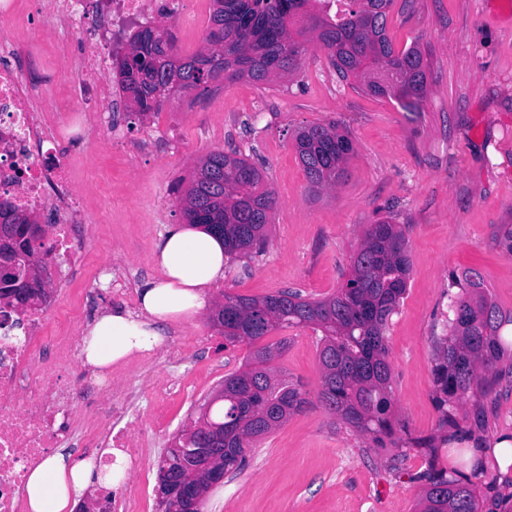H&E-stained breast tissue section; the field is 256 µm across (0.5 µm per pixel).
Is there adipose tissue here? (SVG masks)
<instances>
[{"mask_svg": "<svg viewBox=\"0 0 512 512\" xmlns=\"http://www.w3.org/2000/svg\"><path fill=\"white\" fill-rule=\"evenodd\" d=\"M229 260L223 239L205 227L171 226L153 252L161 275L137 288V310H107L81 328L82 365L103 378L113 366L161 347L169 328L210 307L211 290L223 282ZM126 477L124 458L99 465L91 459H73L67 448L54 449L27 477L26 512H66L89 486L116 489Z\"/></svg>", "mask_w": 512, "mask_h": 512, "instance_id": "1", "label": "adipose tissue"}]
</instances>
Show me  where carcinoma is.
<instances>
[{
	"instance_id": "1",
	"label": "carcinoma",
	"mask_w": 512,
	"mask_h": 512,
	"mask_svg": "<svg viewBox=\"0 0 512 512\" xmlns=\"http://www.w3.org/2000/svg\"><path fill=\"white\" fill-rule=\"evenodd\" d=\"M209 32L196 53L182 56L162 30L134 33L130 50L118 62L120 87L133 97L137 114L157 112L176 90L208 88L224 75L264 84L286 78L301 67L309 46L327 53L341 75L361 82L373 97L394 98L408 112L420 109L427 94L428 65L415 47L397 48L388 36L394 0H211ZM295 150L313 187L329 186L343 172L353 151L339 123L297 131ZM189 224H205L224 237L234 256L260 250L276 200L260 170L237 153L215 151L195 168L180 199ZM36 223L7 200L0 202V226L13 240L3 243L33 257L39 246L27 236ZM409 258L399 225L382 219L368 225L351 260L349 278L336 293L318 300L280 291L262 299L224 296L218 321L229 342L258 341L271 332L311 326L321 333L318 361L326 410L370 438L378 448L394 432L391 368L387 361L388 322L407 290ZM465 292L453 301L451 335L444 338L433 369L436 402L443 423L456 428L444 410L478 389L482 372L501 352L499 311L486 297L479 273L464 275ZM283 343L255 348L243 367L224 377V409L212 415L224 424V472L238 471L251 444L284 424L285 412H298L307 400L299 387L278 374L275 353ZM423 512H478L475 490L439 471L428 477Z\"/></svg>"
}]
</instances>
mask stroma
I'll return each instance as SVG.
<instances>
[{"instance_id": "35a3bbf8", "label": "stroma", "mask_w": 512, "mask_h": 512, "mask_svg": "<svg viewBox=\"0 0 512 512\" xmlns=\"http://www.w3.org/2000/svg\"><path fill=\"white\" fill-rule=\"evenodd\" d=\"M388 35L396 47L418 45L428 62L420 111L363 93L312 48L291 78L218 80L185 92L192 111L167 103L125 128L123 141L93 133L67 149L86 247L56 255L51 299L75 310L74 335L120 305L117 289L159 277L152 250L169 225L183 223L178 198L194 165L213 151L238 153L258 167L277 201L264 249L233 258L214 297L292 290L322 299L348 278L368 224L391 216L406 237L407 291L386 332L392 443L374 447L319 402L317 332L271 333L269 342H287L278 370L309 404L257 441L244 467L213 486L201 512H419L427 479L439 470L473 485L479 512H512V465L491 453L497 441L512 439V252L500 243L512 228V0H396ZM330 121L348 131L354 150L336 186L316 190L294 136ZM469 269L500 309L507 343L482 389L443 413L433 383L436 345L449 333L451 281ZM171 333L188 353L181 370L194 392L172 406L159 437L164 448L251 350L245 342L225 344L207 314ZM201 336L206 344H198ZM171 368L164 348L150 364L113 367L101 406L131 401L147 411L153 383ZM446 413L458 423L451 444L443 441ZM417 438L432 439V447H413Z\"/></svg>"}]
</instances>
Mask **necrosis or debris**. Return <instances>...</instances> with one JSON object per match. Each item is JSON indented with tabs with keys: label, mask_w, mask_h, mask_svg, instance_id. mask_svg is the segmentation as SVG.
I'll return each mask as SVG.
<instances>
[{
	"label": "necrosis or debris",
	"mask_w": 512,
	"mask_h": 512,
	"mask_svg": "<svg viewBox=\"0 0 512 512\" xmlns=\"http://www.w3.org/2000/svg\"><path fill=\"white\" fill-rule=\"evenodd\" d=\"M210 0H0V200L20 210L46 211L54 242L78 249L81 211L64 154L79 129L109 128L125 109L105 75L103 60L120 54L131 23L155 12L165 30L182 37L203 29ZM59 18L67 28L45 53L39 19ZM39 74L36 82L25 73ZM72 338L50 325L47 312H17L0 305V512H25L24 484L32 467L64 440L77 439L93 454L111 438L140 488L103 491L97 512H150L145 463L156 452L169 409L190 395L180 374L152 388L151 427L135 429L128 414L112 417L107 437L98 432L92 398L97 389L71 375Z\"/></svg>",
	"instance_id": "4bbe7bcc"
}]
</instances>
